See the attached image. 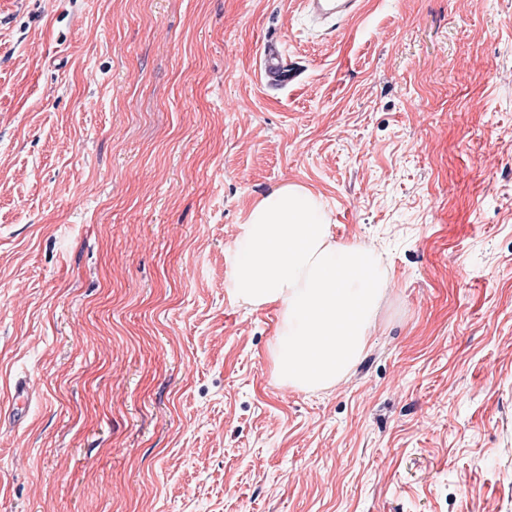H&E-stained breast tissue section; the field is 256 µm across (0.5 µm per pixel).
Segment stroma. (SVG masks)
Masks as SVG:
<instances>
[{
  "instance_id": "stroma-1",
  "label": "stroma",
  "mask_w": 512,
  "mask_h": 512,
  "mask_svg": "<svg viewBox=\"0 0 512 512\" xmlns=\"http://www.w3.org/2000/svg\"><path fill=\"white\" fill-rule=\"evenodd\" d=\"M299 14L0 0V512H512V0ZM285 184L389 280L313 393L227 290ZM34 395V384L30 379H19L13 386L10 420L14 424L25 422L27 412Z\"/></svg>"
}]
</instances>
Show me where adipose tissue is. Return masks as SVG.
<instances>
[{
	"label": "adipose tissue",
	"mask_w": 512,
	"mask_h": 512,
	"mask_svg": "<svg viewBox=\"0 0 512 512\" xmlns=\"http://www.w3.org/2000/svg\"><path fill=\"white\" fill-rule=\"evenodd\" d=\"M385 284L371 250L334 240L322 195L287 184L247 214L228 288L243 301L278 307L276 376L315 392L335 386L363 356Z\"/></svg>",
	"instance_id": "1"
}]
</instances>
